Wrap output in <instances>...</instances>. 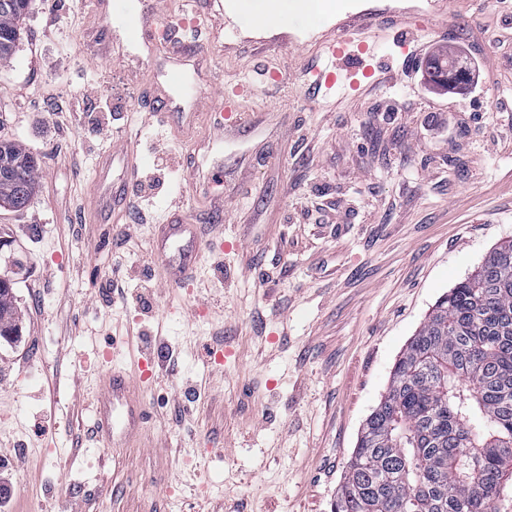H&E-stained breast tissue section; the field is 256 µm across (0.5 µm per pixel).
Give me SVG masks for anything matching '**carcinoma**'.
I'll use <instances>...</instances> for the list:
<instances>
[{"label": "carcinoma", "mask_w": 512, "mask_h": 512, "mask_svg": "<svg viewBox=\"0 0 512 512\" xmlns=\"http://www.w3.org/2000/svg\"><path fill=\"white\" fill-rule=\"evenodd\" d=\"M28 0H0V61ZM37 159L0 139V207L24 208ZM18 333L0 278V339ZM512 464V240L432 306L363 424L335 512H499Z\"/></svg>", "instance_id": "carcinoma-1"}]
</instances>
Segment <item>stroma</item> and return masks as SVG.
Listing matches in <instances>:
<instances>
[{
  "instance_id": "1",
  "label": "stroma",
  "mask_w": 512,
  "mask_h": 512,
  "mask_svg": "<svg viewBox=\"0 0 512 512\" xmlns=\"http://www.w3.org/2000/svg\"><path fill=\"white\" fill-rule=\"evenodd\" d=\"M453 9L450 40L486 63L478 106L419 78L424 36L409 52L385 39L386 77L321 107L306 101L302 49L279 45L263 58L286 83L257 84L252 132L221 138L215 105L181 120L150 111L134 43L105 54L93 8L30 0L0 63V137L39 165L28 205L0 208V276L21 326L0 339V512H333L398 354L512 240V111L499 109L512 43L492 51L482 31L512 29V15L480 0ZM252 56L239 34L208 85L250 78ZM50 90L88 105L59 135ZM118 132L138 168L131 181L109 172L116 214L90 194ZM162 141L164 161L150 150ZM138 179L154 185L148 201ZM176 215L202 258L185 286L161 271L142 289L158 226ZM113 367L138 380L145 409L116 446L94 427Z\"/></svg>"
}]
</instances>
